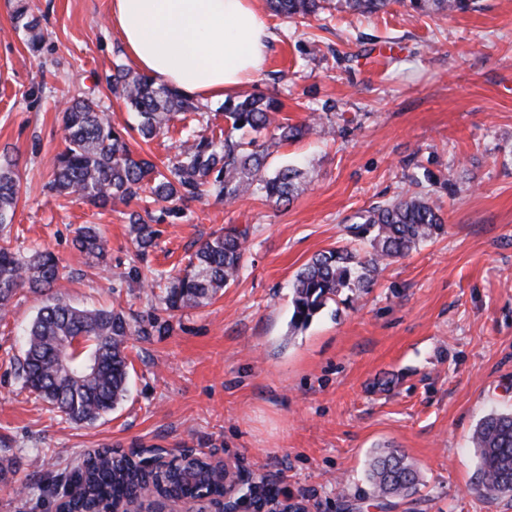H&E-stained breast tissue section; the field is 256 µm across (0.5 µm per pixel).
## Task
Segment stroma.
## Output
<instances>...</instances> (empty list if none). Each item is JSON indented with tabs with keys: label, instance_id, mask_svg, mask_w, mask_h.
I'll use <instances>...</instances> for the list:
<instances>
[{
	"label": "stroma",
	"instance_id": "1",
	"mask_svg": "<svg viewBox=\"0 0 512 512\" xmlns=\"http://www.w3.org/2000/svg\"><path fill=\"white\" fill-rule=\"evenodd\" d=\"M21 1L41 20L36 56L13 27ZM109 14L110 0H0V163L18 181L10 245L53 251L66 267L54 290L74 305L137 322L154 314L169 329L129 336L128 396L106 419L74 424L22 386L21 331L44 297L17 292L0 320V455L16 464L0 481V512H56L39 483L105 444L196 449L237 467L244 492L296 512H512V497L473 491L470 446L483 416L512 411V0L449 15L337 13L323 30L263 10L271 52L240 95L275 96L292 123L329 116L335 137L274 148L268 172L305 171L290 204L190 202L142 259L128 231L136 203L98 209L48 189L64 101L90 93L115 128L135 124L105 81L122 47ZM203 105L137 151L160 162L181 136L222 129L218 102ZM417 163L454 186L422 187L444 234L383 267L367 294L291 330L296 272L347 244L357 213L410 190ZM84 224L102 229L105 263L75 250ZM245 224L238 278L206 306L166 310L153 279ZM386 447L419 471L408 497L369 494V460Z\"/></svg>",
	"mask_w": 512,
	"mask_h": 512
}]
</instances>
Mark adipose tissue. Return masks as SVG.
I'll return each mask as SVG.
<instances>
[{
    "mask_svg": "<svg viewBox=\"0 0 512 512\" xmlns=\"http://www.w3.org/2000/svg\"><path fill=\"white\" fill-rule=\"evenodd\" d=\"M112 29L156 85L221 100L249 81L273 39L258 0H111Z\"/></svg>",
    "mask_w": 512,
    "mask_h": 512,
    "instance_id": "1",
    "label": "adipose tissue"
}]
</instances>
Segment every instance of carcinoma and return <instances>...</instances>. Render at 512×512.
I'll return each mask as SVG.
<instances>
[{"mask_svg":"<svg viewBox=\"0 0 512 512\" xmlns=\"http://www.w3.org/2000/svg\"><path fill=\"white\" fill-rule=\"evenodd\" d=\"M394 3L426 15L464 12L470 0H267L270 11L290 22L322 19V14L372 15ZM15 28L24 30L29 52L42 49L40 19L19 6ZM115 96L138 117L137 131L145 139L168 133L177 114L197 112L194 98L177 90L157 87L153 80L127 65L114 63L106 78ZM227 128L217 137L185 138L165 170L131 150L98 101L78 97L62 112L66 146L54 160L50 188L60 196L74 195L97 208L116 201L130 202L149 190L155 202L171 207L164 214L178 216L181 205L213 196L231 205L246 196L260 197L279 206L290 202L303 175L284 166L265 172L268 150L310 135L335 133L322 123L290 124L277 118L278 101L264 94L224 100ZM13 164L0 165V232L12 223L16 204ZM162 220L151 212L128 214L138 256L153 247ZM444 231V217L433 201L420 193H406L373 207L349 225L348 232L363 248L349 245L315 254L291 282L290 326L305 328L327 305L345 292L360 297L373 287L381 266L407 256ZM249 229L226 227L205 240L186 266L165 278L161 302L167 310L199 307L235 280L246 259ZM74 247L82 255L102 261L107 250L99 229L86 224L78 229ZM63 266L51 251L26 257L9 243L0 244V319L5 318L21 288L35 293L51 290ZM132 335L125 313L118 309H87L55 297L43 306L25 331V352L20 362L23 386L43 399L61 418L92 424L114 410L128 392L129 364L124 343ZM478 459L473 490L479 494H512V412H492L480 419L471 435ZM76 492L68 493V479L40 485L42 495L60 497L59 512H109L112 507L139 500L150 488L164 483L176 498L198 497V485L214 493L223 486L210 476L207 458L198 456L162 473L141 469L135 450L105 445L85 454L74 468ZM372 496H404L412 492L419 473L405 453L383 448L371 461Z\"/></svg>","mask_w":512,"mask_h":512,"instance_id":"1","label":"carcinoma"}]
</instances>
